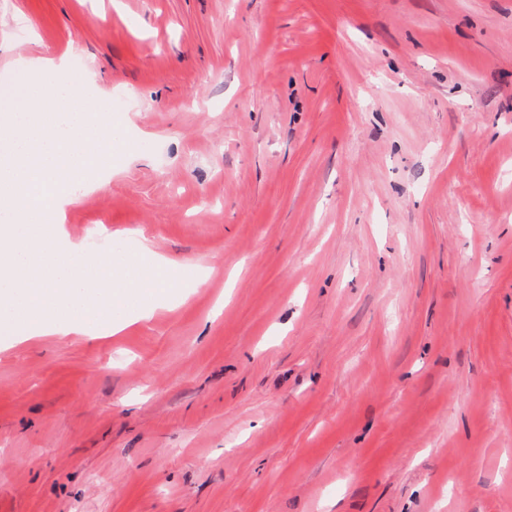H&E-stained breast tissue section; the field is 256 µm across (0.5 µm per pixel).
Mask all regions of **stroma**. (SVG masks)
Masks as SVG:
<instances>
[{
  "instance_id": "stroma-1",
  "label": "stroma",
  "mask_w": 512,
  "mask_h": 512,
  "mask_svg": "<svg viewBox=\"0 0 512 512\" xmlns=\"http://www.w3.org/2000/svg\"><path fill=\"white\" fill-rule=\"evenodd\" d=\"M46 53L67 238L208 275L0 349V512H512V0H0Z\"/></svg>"
}]
</instances>
